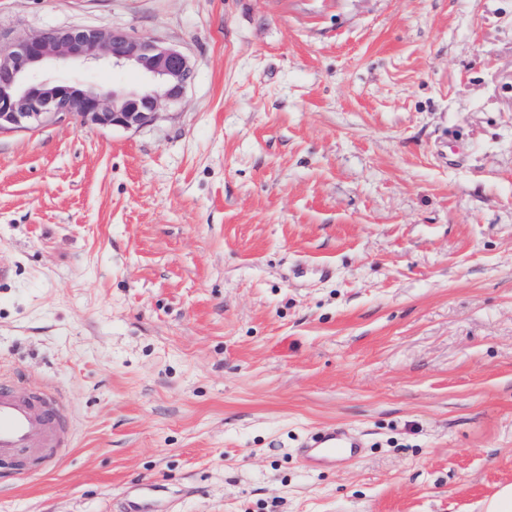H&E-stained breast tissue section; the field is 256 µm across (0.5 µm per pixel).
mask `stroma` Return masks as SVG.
Wrapping results in <instances>:
<instances>
[{
	"label": "stroma",
	"mask_w": 512,
	"mask_h": 512,
	"mask_svg": "<svg viewBox=\"0 0 512 512\" xmlns=\"http://www.w3.org/2000/svg\"><path fill=\"white\" fill-rule=\"evenodd\" d=\"M72 26L194 75L143 128L0 134V367L73 420L58 465L0 469V512L151 484L152 512H485L512 485V0H0L1 35ZM335 426L360 452L307 469Z\"/></svg>",
	"instance_id": "obj_1"
}]
</instances>
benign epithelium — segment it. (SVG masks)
Returning <instances> with one entry per match:
<instances>
[{
  "label": "benign epithelium",
  "mask_w": 512,
  "mask_h": 512,
  "mask_svg": "<svg viewBox=\"0 0 512 512\" xmlns=\"http://www.w3.org/2000/svg\"><path fill=\"white\" fill-rule=\"evenodd\" d=\"M131 67L146 83L136 90L82 89L52 78H36L50 66ZM193 69L180 50L122 29L51 28L17 32L0 46V132L22 131L67 117L101 127L138 129L160 110L181 103Z\"/></svg>",
  "instance_id": "obj_1"
}]
</instances>
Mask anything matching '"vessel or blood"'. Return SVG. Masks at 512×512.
Wrapping results in <instances>:
<instances>
[{"mask_svg":"<svg viewBox=\"0 0 512 512\" xmlns=\"http://www.w3.org/2000/svg\"><path fill=\"white\" fill-rule=\"evenodd\" d=\"M12 369H0V464L14 467L18 479L29 478L20 455L59 461L71 446L67 400L56 387L29 395L17 388ZM359 442L343 428L313 434L298 450L306 466L336 464L358 454Z\"/></svg>","mask_w":512,"mask_h":512,"instance_id":"1","label":"vessel or blood"}]
</instances>
